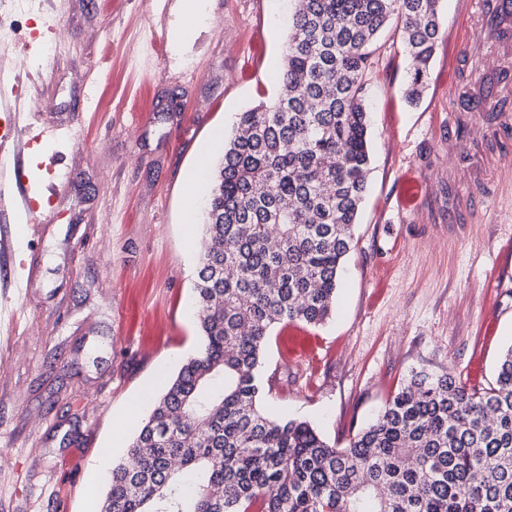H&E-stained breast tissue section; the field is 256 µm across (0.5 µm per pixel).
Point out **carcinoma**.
Returning a JSON list of instances; mask_svg holds the SVG:
<instances>
[{
    "label": "carcinoma",
    "instance_id": "obj_1",
    "mask_svg": "<svg viewBox=\"0 0 512 512\" xmlns=\"http://www.w3.org/2000/svg\"><path fill=\"white\" fill-rule=\"evenodd\" d=\"M286 92L239 113L214 166L187 357L101 512H512V345L493 384L413 371L345 448L261 407L267 338L334 313L370 166L366 74L395 21L422 95L439 0H293Z\"/></svg>",
    "mask_w": 512,
    "mask_h": 512
}]
</instances>
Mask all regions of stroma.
<instances>
[{
    "instance_id": "35a3bbf8",
    "label": "stroma",
    "mask_w": 512,
    "mask_h": 512,
    "mask_svg": "<svg viewBox=\"0 0 512 512\" xmlns=\"http://www.w3.org/2000/svg\"><path fill=\"white\" fill-rule=\"evenodd\" d=\"M198 3L181 46L169 36L181 0H41L0 33V68L22 51L38 59L5 82L16 110L0 112V144L23 146L0 193V303L16 309L0 321V448L12 455L0 512H94L108 477L95 463L121 457L142 420L128 404L160 393L199 346L189 309L201 230L185 212L208 186L190 175L216 132L276 98L291 0ZM462 16V0H441L415 104L397 25L382 35L365 90L371 170L335 314L310 330L317 360L290 358L280 331L267 340L285 385L264 408L340 448L410 371L464 378L476 355L484 386L512 345V132L448 141L471 72H504L512 101V63L489 42L462 60ZM496 160L497 195L447 230L449 180ZM409 168L426 180L424 202L402 211Z\"/></svg>"
}]
</instances>
